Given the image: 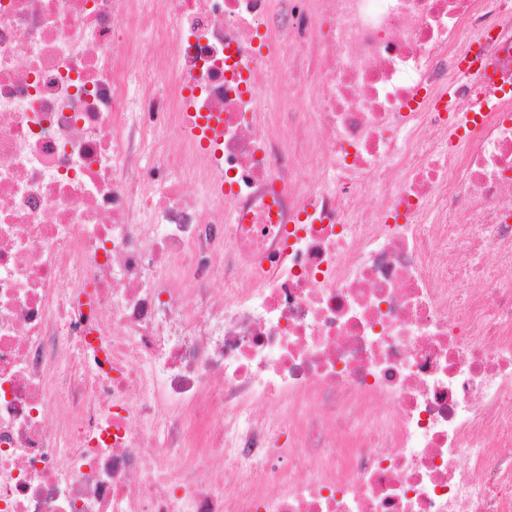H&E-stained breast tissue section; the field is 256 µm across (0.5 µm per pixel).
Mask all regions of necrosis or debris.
<instances>
[{
    "label": "necrosis or debris",
    "mask_w": 512,
    "mask_h": 512,
    "mask_svg": "<svg viewBox=\"0 0 512 512\" xmlns=\"http://www.w3.org/2000/svg\"><path fill=\"white\" fill-rule=\"evenodd\" d=\"M507 270L512 0H0V512H512Z\"/></svg>",
    "instance_id": "obj_1"
}]
</instances>
